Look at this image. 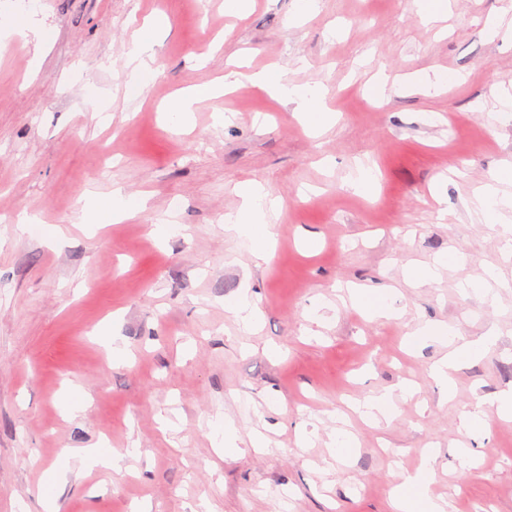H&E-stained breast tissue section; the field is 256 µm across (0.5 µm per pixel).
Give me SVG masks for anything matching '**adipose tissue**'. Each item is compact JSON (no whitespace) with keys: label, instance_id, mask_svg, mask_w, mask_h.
Here are the masks:
<instances>
[{"label":"adipose tissue","instance_id":"1","mask_svg":"<svg viewBox=\"0 0 512 512\" xmlns=\"http://www.w3.org/2000/svg\"><path fill=\"white\" fill-rule=\"evenodd\" d=\"M156 26V21L147 20L133 32L124 64L128 72V95H140L152 77ZM244 84L253 85L281 101L294 104L297 118L313 135H320L336 121V115L329 109L322 91L294 84L289 79L287 71L279 66L270 65L252 71L241 63L225 73L223 78L205 87L190 86L181 90L176 104L169 111V116L176 122H183L195 100L202 97H217ZM508 177L512 178V165H502L494 173L492 184L483 187L476 197L487 223L505 224L512 220V197L499 195L496 189L497 184ZM237 194L241 203L235 211L225 213V228L250 238L258 255H268L274 243L270 217L281 208V199L273 196L267 187L257 180L241 183L237 188ZM146 207V197L129 195L116 188L113 189L111 196L106 198L93 194L85 195L81 219L86 224H119L135 218L144 212ZM494 340L495 334L490 331L476 340L466 341L458 330L441 323L426 321L410 335L408 344L414 349L433 341L449 344L448 355L434 363L431 368V375L435 381L449 390L454 384L458 362L464 358L478 356L487 350ZM430 472V461H423L415 474L407 476L394 488L391 498L392 512H448V502L433 496L430 492Z\"/></svg>","mask_w":512,"mask_h":512}]
</instances>
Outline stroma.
Listing matches in <instances>:
<instances>
[{"mask_svg":"<svg viewBox=\"0 0 512 512\" xmlns=\"http://www.w3.org/2000/svg\"><path fill=\"white\" fill-rule=\"evenodd\" d=\"M296 2L251 0L233 17L224 0H0L49 32L0 43V512H42L46 492L58 512H389L430 448V490L453 512H512V416L489 406L481 436L467 423L512 390V257L473 205L512 161V121L488 118L512 92V38L483 29L492 12L512 27V0H451L431 23L412 0H320L303 19ZM149 15L162 19V71L131 100L124 58L133 19ZM242 52L253 68L326 88L335 125L311 137L293 105L244 87L195 102L187 132L175 130L173 96ZM423 69L460 81L437 95L403 84L372 104L377 73ZM91 95L109 104L107 122L85 106ZM369 161L377 190L353 194L346 182ZM249 179L283 200L265 260L224 227ZM118 187L147 195L140 216L78 223L82 195ZM23 212L39 218L25 234ZM167 216L161 240L151 230ZM449 250L459 263L410 285L412 268ZM491 266L504 283L493 310L468 289ZM380 286L397 291L393 317L340 298ZM240 288L257 294L251 334L224 308ZM422 320L467 338L499 329L459 363L453 394L430 375L448 346L406 349ZM106 327L125 360L113 362ZM402 383L414 392L392 419L354 413ZM343 413L357 439L347 462L334 450ZM227 420L239 450L225 457L213 441ZM461 445L473 468L456 458ZM98 446L128 452V471L87 468L84 451Z\"/></svg>","mask_w":512,"mask_h":512,"instance_id":"stroma-1","label":"stroma"}]
</instances>
